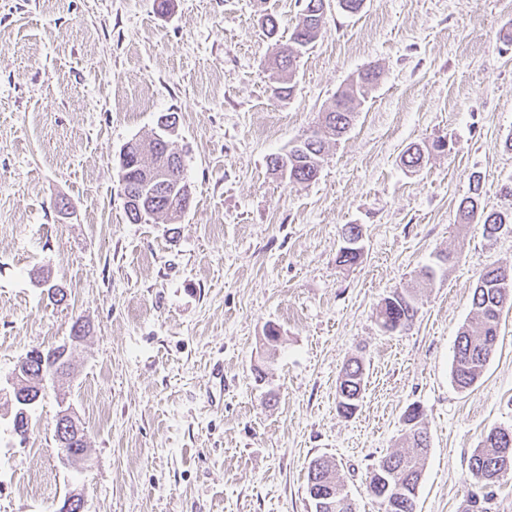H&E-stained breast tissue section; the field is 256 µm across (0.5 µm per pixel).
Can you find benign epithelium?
Wrapping results in <instances>:
<instances>
[{
    "label": "benign epithelium",
    "mask_w": 512,
    "mask_h": 512,
    "mask_svg": "<svg viewBox=\"0 0 512 512\" xmlns=\"http://www.w3.org/2000/svg\"><path fill=\"white\" fill-rule=\"evenodd\" d=\"M77 343L79 340L71 339L48 358L35 350L17 365L12 378V398L18 408L38 401L46 395L48 382L70 371L72 350ZM81 435L82 427L75 414L68 408H60L56 414L55 437L63 463L71 468L80 467L87 460V449L68 447L69 442L79 439ZM84 507L83 494L72 490L64 496L58 512H84Z\"/></svg>",
    "instance_id": "1"
}]
</instances>
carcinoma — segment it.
Wrapping results in <instances>:
<instances>
[{
	"label": "carcinoma",
	"mask_w": 512,
	"mask_h": 512,
	"mask_svg": "<svg viewBox=\"0 0 512 512\" xmlns=\"http://www.w3.org/2000/svg\"><path fill=\"white\" fill-rule=\"evenodd\" d=\"M323 0H304V8L299 21L289 34L288 42L282 46L275 59L272 75L275 91L280 98L293 94L294 86L286 84L285 74H293L296 59L304 49L314 43L318 33L307 23L306 12L311 6L321 7ZM364 94V87H346L336 93L332 106L324 113L322 123L325 131L322 134L312 132L296 141V145L288 151V181L291 183L310 182L316 178L326 143L339 140L352 124L356 103ZM176 113H166L158 117L156 135L170 141L175 135L177 122H168ZM130 151L136 157L135 169L153 171L160 167L163 152L150 146L144 149L139 141L130 142ZM169 154L176 156L177 164L171 171V183L180 184L178 190L162 194L156 185L145 187V180L133 176L128 187L134 191H145L146 201L151 203L145 216L157 220L162 219L173 224L185 213L187 196L191 195L185 177V167L181 155L174 149ZM472 192L463 198L458 205V219L461 224H481L482 234L487 238L495 237L504 228L512 225V209L485 210L480 198V176H471ZM450 262V255L440 254L437 263L428 266L419 273V285L430 286L442 271V266ZM512 308V268L501 266L486 268L477 278L471 298L472 317L464 324L455 341L452 362V378L460 389H468L482 376L485 366L494 350L488 346V337L499 335V327L504 310ZM417 289L393 291L383 299L376 312L377 321L382 326L396 327L402 323L404 328L413 325L418 314ZM344 385L349 389L348 397L337 393V410L350 417L358 409V401L354 396L362 395L365 383V369L362 362L353 358L348 361L342 371ZM421 412H413L408 420L413 425L407 428L405 442L411 451L385 456L389 463V472L375 471L367 485V491L375 499L388 501L389 507L384 512H416V490L422 475L421 461L429 448L427 431L422 427ZM507 444L502 441V429L492 428L487 433L483 444L471 455L469 461L470 482L473 487L468 502L473 504L474 512H492L495 493L493 487L506 475H512V451L507 453ZM318 468L308 467L307 479H314L331 494H341L347 498L343 480L337 464L329 459H315Z\"/></svg>",
	"instance_id": "cac0c4a2"
}]
</instances>
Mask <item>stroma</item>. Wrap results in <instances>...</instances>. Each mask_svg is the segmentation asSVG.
Masks as SVG:
<instances>
[{
    "instance_id": "stroma-1",
    "label": "stroma",
    "mask_w": 512,
    "mask_h": 512,
    "mask_svg": "<svg viewBox=\"0 0 512 512\" xmlns=\"http://www.w3.org/2000/svg\"><path fill=\"white\" fill-rule=\"evenodd\" d=\"M301 0H0V512H314L309 462H336L354 512H381L366 485L404 446L419 406L430 447L416 512H463L469 460L491 428L512 429V311L479 381L458 389L456 336L487 267H512V233L458 224L470 177L490 209L512 207V0H364L328 9L300 55L293 95L274 97L269 64ZM370 87L316 179L291 183L267 159L316 130L364 68ZM178 116L174 147L191 185L174 224L131 223L119 157ZM446 139L421 168L412 144ZM363 253L339 265L344 225ZM422 289L411 329L386 333L381 300ZM47 271L67 299L38 282ZM90 331L69 375L12 431L18 358ZM277 342L265 339L268 327ZM367 386L336 409L350 358ZM224 368L223 386L210 382ZM87 437L64 465L57 398Z\"/></svg>"
}]
</instances>
